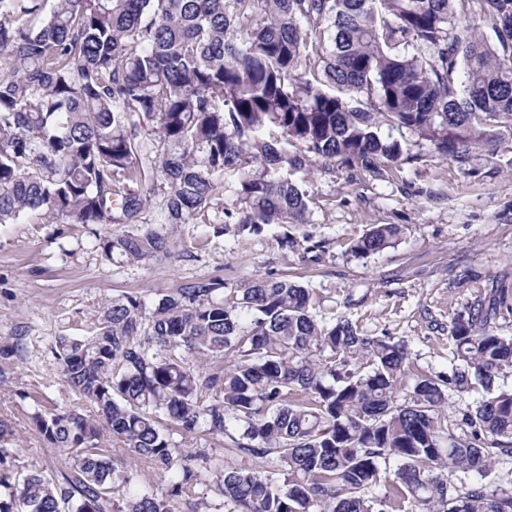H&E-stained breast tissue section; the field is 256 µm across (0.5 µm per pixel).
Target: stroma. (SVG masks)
Instances as JSON below:
<instances>
[{
    "instance_id": "obj_1",
    "label": "stroma",
    "mask_w": 512,
    "mask_h": 512,
    "mask_svg": "<svg viewBox=\"0 0 512 512\" xmlns=\"http://www.w3.org/2000/svg\"><path fill=\"white\" fill-rule=\"evenodd\" d=\"M413 159L378 177L342 163L313 160L294 179L306 195L307 221L238 232L237 222L179 224L171 257L111 264L96 247L101 225L62 224L47 212L0 224V472L54 476L62 453L38 432L35 410L72 408L50 344L60 334L87 335L105 306L133 295L154 308L186 280L281 277L310 288L316 312L346 318L374 336L403 341L407 379L447 373L452 319L488 283L512 286V135L495 153L480 152L472 170L439 156L403 130ZM375 224H398L400 241L366 256L353 242ZM294 239L284 248L281 238Z\"/></svg>"
}]
</instances>
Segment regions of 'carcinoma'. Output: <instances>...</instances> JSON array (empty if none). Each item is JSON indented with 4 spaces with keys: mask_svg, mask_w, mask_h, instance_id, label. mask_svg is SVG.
Listing matches in <instances>:
<instances>
[{
    "mask_svg": "<svg viewBox=\"0 0 512 512\" xmlns=\"http://www.w3.org/2000/svg\"><path fill=\"white\" fill-rule=\"evenodd\" d=\"M5 57L0 224L41 208L62 224H122L98 238L108 261L168 256L172 225L224 209L227 176L239 231L302 224L288 173L311 155L377 174L408 163L384 126L461 167L512 133V0H53L48 13L44 0H0ZM401 233L375 224L352 251ZM312 301L288 279L184 281L150 310L127 295L90 335L55 337L71 393L96 414L33 416L66 471L17 485L0 473V512H176L201 463L221 499L202 502L211 512H512L494 470L512 457V387L495 385L512 370V289L491 283L453 319L455 370L411 385L403 343L323 324ZM478 385L486 395L448 420V392ZM231 422L230 457L171 437L218 438ZM106 434L181 479L150 488ZM269 455L280 469L247 462ZM381 483L390 490L369 495Z\"/></svg>",
    "mask_w": 512,
    "mask_h": 512,
    "instance_id": "obj_1",
    "label": "carcinoma"
}]
</instances>
